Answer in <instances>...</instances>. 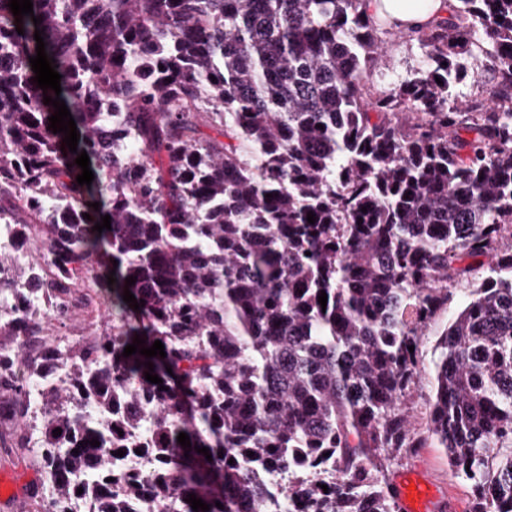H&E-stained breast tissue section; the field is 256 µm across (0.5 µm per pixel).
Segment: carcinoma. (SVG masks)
I'll return each mask as SVG.
<instances>
[{"mask_svg": "<svg viewBox=\"0 0 512 512\" xmlns=\"http://www.w3.org/2000/svg\"><path fill=\"white\" fill-rule=\"evenodd\" d=\"M8 2L0 217L40 241L29 270L46 302L21 332L0 284L12 425L0 447L30 448L28 380L60 366L68 379L42 392L31 452L47 474L84 473L97 512L146 494L194 512L191 493L209 512H265L258 468L297 457L307 470L281 487L282 508L399 512L384 467L426 441L406 404L424 331L448 280L478 267L439 342L427 433L473 484L470 512H512V0H455L416 34L422 67L376 97L364 93L381 51L366 0H32L20 25ZM37 29L80 133L74 153L48 130L55 91L33 82ZM476 52L500 78L487 103L453 94ZM204 116L222 139L200 136ZM82 151L89 186L76 181ZM60 209L74 222L53 223ZM105 215L111 229L94 231ZM103 241L117 265L96 260ZM102 305L112 322L98 335L46 334ZM137 336L166 357L122 356ZM80 394L91 426L67 410ZM145 416L150 467L120 473L114 435ZM75 493L51 487L58 506Z\"/></svg>", "mask_w": 512, "mask_h": 512, "instance_id": "cac0c4a2", "label": "carcinoma"}]
</instances>
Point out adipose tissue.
I'll list each match as a JSON object with an SVG mask.
<instances>
[{
  "label": "adipose tissue",
  "mask_w": 512,
  "mask_h": 512,
  "mask_svg": "<svg viewBox=\"0 0 512 512\" xmlns=\"http://www.w3.org/2000/svg\"><path fill=\"white\" fill-rule=\"evenodd\" d=\"M421 7L407 6L406 0H367L368 12L378 22L403 32L423 30L446 20L454 0H421Z\"/></svg>",
  "instance_id": "ef3b65f1"
}]
</instances>
